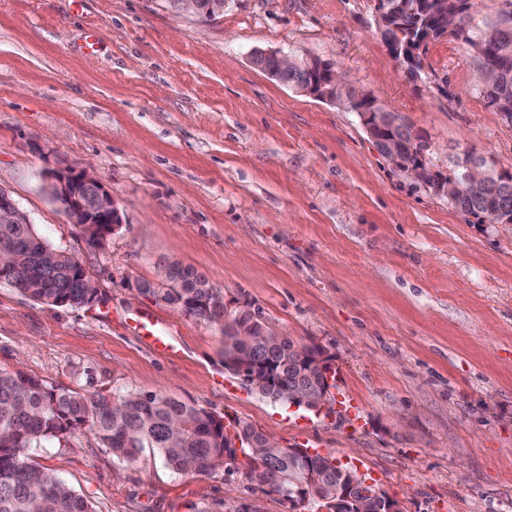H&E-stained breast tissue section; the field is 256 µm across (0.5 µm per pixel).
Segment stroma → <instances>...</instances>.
<instances>
[{
    "instance_id": "stroma-1",
    "label": "stroma",
    "mask_w": 512,
    "mask_h": 512,
    "mask_svg": "<svg viewBox=\"0 0 512 512\" xmlns=\"http://www.w3.org/2000/svg\"><path fill=\"white\" fill-rule=\"evenodd\" d=\"M258 50L330 61L428 138L436 170L470 151L512 171V124L461 41L430 42L411 79L372 0H224L208 21L166 0H0V189L104 297L56 307L0 283V369L79 393H168L318 449L404 512H512V224L403 178L356 113L272 80ZM87 163L125 217L98 247L46 172ZM171 261L330 354L329 407L264 397L225 371L220 326L135 294ZM137 312L171 354L126 327ZM25 454L96 512H291L242 455L184 476L150 450L118 461L79 432Z\"/></svg>"
}]
</instances>
